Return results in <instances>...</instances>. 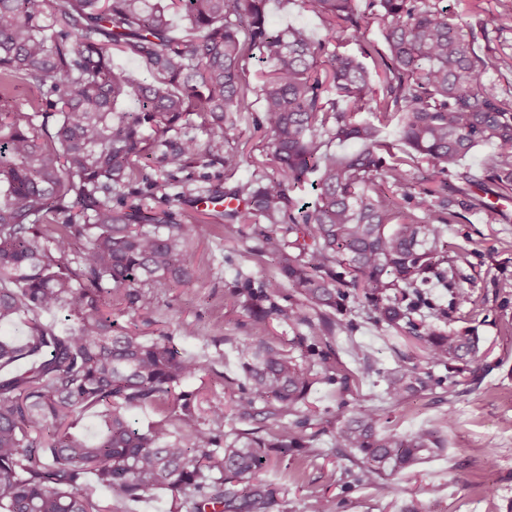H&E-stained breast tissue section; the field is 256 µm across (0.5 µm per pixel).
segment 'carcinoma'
I'll return each instance as SVG.
<instances>
[{"instance_id": "obj_1", "label": "carcinoma", "mask_w": 512, "mask_h": 512, "mask_svg": "<svg viewBox=\"0 0 512 512\" xmlns=\"http://www.w3.org/2000/svg\"><path fill=\"white\" fill-rule=\"evenodd\" d=\"M324 34L278 29L267 0H0V326L22 319L25 335L0 334V512H112L86 492L88 478L110 500L169 493L168 512H273L282 488L263 477L267 449L313 454L307 421L319 371L262 336L240 344L247 388L232 415L210 412L199 427L184 382L208 371L172 337L147 339L118 328L112 310L145 308L147 288H179L193 278L187 261L198 225L262 220V251L277 275L267 288L299 296L289 317L311 337L345 324L337 318L360 298L382 331L423 343L448 377L479 374L480 337L442 331L416 319L419 287L446 281L469 250L448 254V225L459 223V172L476 147L492 143L485 180L512 193V101L482 76L496 60L479 56L477 37L438 0H308ZM182 16L190 33L173 34ZM381 28L386 51L373 68L342 50L346 33ZM258 51L268 70L259 89L243 80ZM119 52L148 69L138 81L114 67ZM323 63H318V59ZM20 84L39 92L25 109ZM263 112L272 172L257 167L207 199L240 205L175 220L134 191H164L203 161L232 174L244 155L224 146L234 116ZM397 124L403 148L381 135ZM208 138L200 142L193 130ZM353 146L336 154L325 143ZM313 181L310 209L296 193ZM288 225L287 241L278 225ZM478 313L471 295L453 293L448 309ZM382 400L397 405L432 389L414 367L383 376ZM262 400L266 409L256 402ZM164 406L148 430L132 408ZM94 421L75 428L84 415ZM262 415L265 436L231 428ZM336 447L358 453L369 484L409 471L445 447L438 432L381 430L378 410L357 407L336 431Z\"/></svg>"}]
</instances>
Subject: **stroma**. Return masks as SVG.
<instances>
[{
  "label": "stroma",
  "mask_w": 512,
  "mask_h": 512,
  "mask_svg": "<svg viewBox=\"0 0 512 512\" xmlns=\"http://www.w3.org/2000/svg\"><path fill=\"white\" fill-rule=\"evenodd\" d=\"M512 0H484V32L476 51L497 59L484 80L512 98V20L503 19ZM267 15L277 28L305 27L314 38L323 35L321 18L305 0H269ZM262 113L245 116L231 130L232 143L248 158L238 175L223 168L199 164L189 171L192 195L215 186L234 184L247 175L252 162L270 158L269 136L259 127ZM260 225L203 224L191 243L189 263L194 278L182 288L151 289L149 308L115 315L117 326H136L146 337L158 332L172 336L178 349L206 351L211 369L206 377L207 408H228L243 394L238 342L262 331L272 344L292 349V339L306 335L292 326L288 310L296 296L283 288L268 293L264 307L273 311L265 328H258L249 311L244 289L263 290L275 276L271 258L259 253ZM479 243L477 252L459 262L455 288L468 292L482 307L477 317L453 310L439 321L444 330L476 327L482 341L477 365L485 375L480 384L460 379L433 392L408 399L382 411L380 427L398 433L420 428L437 429L448 446L407 473L388 479L379 492L350 476V450L337 447L336 429L353 408L377 404L384 372L414 367L439 377L443 366L427 359L423 348L383 333L362 305L349 304L348 329L320 337L311 348L321 380L310 400L317 408L319 430L313 445L321 451L311 458L290 455L275 459L270 480L282 488V512H308L311 503L325 500L329 512H512V200L498 212L466 211L460 223L450 225L448 245L457 249L468 240ZM362 359H355V350ZM358 371V379L340 385L337 366ZM335 482H328V471Z\"/></svg>",
  "instance_id": "obj_1"
}]
</instances>
